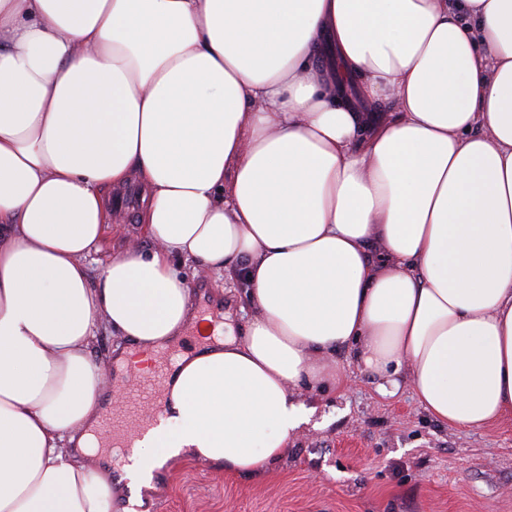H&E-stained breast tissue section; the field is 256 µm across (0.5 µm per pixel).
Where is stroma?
Instances as JSON below:
<instances>
[{"mask_svg": "<svg viewBox=\"0 0 512 512\" xmlns=\"http://www.w3.org/2000/svg\"><path fill=\"white\" fill-rule=\"evenodd\" d=\"M150 249L134 212L114 213L91 269L130 242ZM172 262L189 286L210 285L214 301L248 306L235 272L199 273ZM340 380L304 384L293 397L311 408L288 454L260 477L180 457L142 489L141 512H512V418L479 429L433 419L408 383L382 393L353 350L336 356Z\"/></svg>", "mask_w": 512, "mask_h": 512, "instance_id": "35a3bbf8", "label": "stroma"}]
</instances>
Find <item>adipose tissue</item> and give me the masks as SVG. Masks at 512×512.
<instances>
[{"label": "adipose tissue", "mask_w": 512, "mask_h": 512, "mask_svg": "<svg viewBox=\"0 0 512 512\" xmlns=\"http://www.w3.org/2000/svg\"><path fill=\"white\" fill-rule=\"evenodd\" d=\"M133 178L153 248L90 272ZM176 254L251 316L199 317ZM190 328L90 468L107 368ZM350 348L443 424L512 415V0H0V512H135L183 454L262 474ZM172 262L176 269L180 271L181 276L188 282L191 288H196L200 283H207L211 288L213 299L224 307V289L225 300H232L237 306H244L247 313L252 308L247 296V284L233 271L220 273L200 272L197 274L196 269L190 263L184 261L179 255H173ZM118 343L123 344L121 340L112 335L111 330L99 321L93 330L88 350L98 362H105L108 360L112 348Z\"/></svg>", "instance_id": "obj_1"}]
</instances>
